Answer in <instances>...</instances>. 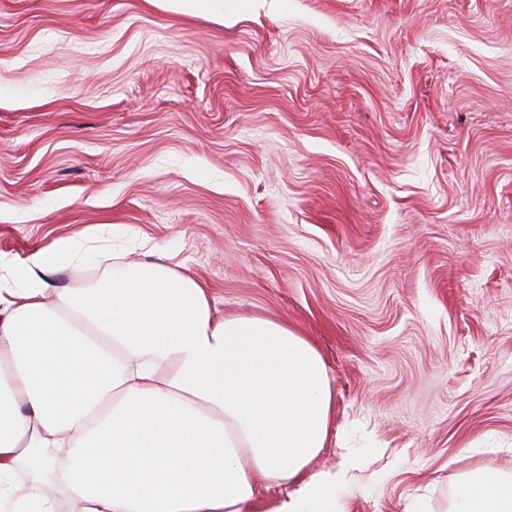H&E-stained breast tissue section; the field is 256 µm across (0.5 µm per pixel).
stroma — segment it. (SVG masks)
<instances>
[{
	"mask_svg": "<svg viewBox=\"0 0 512 512\" xmlns=\"http://www.w3.org/2000/svg\"><path fill=\"white\" fill-rule=\"evenodd\" d=\"M99 224L318 346L336 512L512 467V0H0V251Z\"/></svg>",
	"mask_w": 512,
	"mask_h": 512,
	"instance_id": "obj_1",
	"label": "stroma"
}]
</instances>
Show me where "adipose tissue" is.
Returning <instances> with one entry per match:
<instances>
[{
	"instance_id": "obj_1",
	"label": "adipose tissue",
	"mask_w": 512,
	"mask_h": 512,
	"mask_svg": "<svg viewBox=\"0 0 512 512\" xmlns=\"http://www.w3.org/2000/svg\"><path fill=\"white\" fill-rule=\"evenodd\" d=\"M117 234L0 252V512H335L359 462L308 471L333 411L317 347L217 316L208 288L128 262L150 244ZM90 263L92 282L55 287ZM447 512H512V470L463 471Z\"/></svg>"
}]
</instances>
